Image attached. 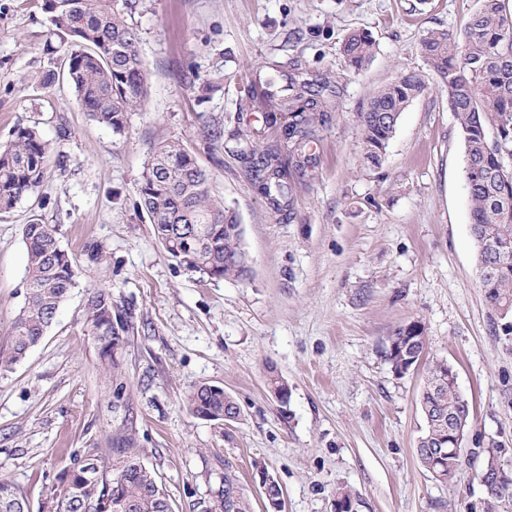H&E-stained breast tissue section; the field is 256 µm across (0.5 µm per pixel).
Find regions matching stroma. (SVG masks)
I'll return each instance as SVG.
<instances>
[{
	"label": "stroma",
	"mask_w": 512,
	"mask_h": 512,
	"mask_svg": "<svg viewBox=\"0 0 512 512\" xmlns=\"http://www.w3.org/2000/svg\"><path fill=\"white\" fill-rule=\"evenodd\" d=\"M42 0H0V145L31 118L55 141L45 198L0 213V347L24 302L31 215L55 225L76 259V286L27 359L0 375V479L38 505L83 448L105 447L125 412L144 463L174 512L212 503L232 466L253 512L263 477L282 489L283 512H335L336 490L355 512H485L475 449L502 447L512 470V333L487 306L470 234L462 139L447 92L419 50L432 29H463L477 0H140L132 13L148 71L142 110L117 134L83 112L73 88H45L63 46L47 51ZM375 42L349 71L347 33ZM330 73L343 94L320 128L315 160L289 172L291 206L277 212L250 179L254 159L213 140L289 121L245 88L273 63ZM403 72L424 91L402 112L380 165L364 157L357 114ZM217 78L203 92L194 75ZM275 114L277 124L267 127ZM69 135L57 140L59 127ZM177 139L243 227L251 271L242 280L187 271L138 206L154 149ZM106 287L133 326L117 357L123 400L101 371L84 325L87 289ZM421 322L427 357L447 360L469 402L464 453L453 480L417 461L425 421V366L396 375L385 357L394 329ZM275 370L287 403L267 387ZM202 384L232 394L240 416L190 413Z\"/></svg>",
	"instance_id": "stroma-1"
}]
</instances>
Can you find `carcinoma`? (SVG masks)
Segmentation results:
<instances>
[{"label": "carcinoma", "mask_w": 512, "mask_h": 512, "mask_svg": "<svg viewBox=\"0 0 512 512\" xmlns=\"http://www.w3.org/2000/svg\"><path fill=\"white\" fill-rule=\"evenodd\" d=\"M52 33L68 44L63 74L73 86L80 108L96 122L121 133L127 114L141 109L148 95L146 65L138 50V29L128 20L129 0H43ZM375 43L370 35L352 31L341 52L348 67L364 68ZM425 63L443 82L464 147V176L470 200V226L486 272L480 276L485 300L500 318L512 316V16L501 0H480L467 26L460 31L433 29L421 39ZM425 88L416 73H403L376 91L360 112L365 158L380 163L401 113ZM281 105L291 114L281 141L288 147L295 171L313 160L317 123L340 97L341 86L323 73H310L290 62L286 83L279 87ZM262 168L252 167V181L274 205L290 207L289 187L280 164V145L258 150L241 138ZM53 141L33 121L15 129L10 144L0 148V212H8L25 196L43 190ZM139 206L152 224L155 237L181 266L211 278L243 279L246 270L236 262L243 252L236 213L212 195L206 172L195 157L175 140L160 145L142 173ZM200 229L195 241H185L179 226ZM27 251L26 293L23 306L7 330L8 346L0 349V374H6L37 347L75 287L74 258L59 241L56 226L34 215L23 227ZM115 305L107 288L87 290L84 321L99 347L105 372L121 397L127 385L117 348L127 342L131 326L113 322ZM398 327L395 348L386 357L395 373L412 364L404 348L417 340L416 354L428 346L425 328ZM421 408L428 410L418 460L431 474L455 470L461 454L437 457L436 448L448 437V413L470 416L468 401L449 378L448 362L434 361L426 371ZM187 408L208 420L224 419V409L238 407L222 388L200 386L189 393ZM116 448H85L63 469L38 507V512H173L170 496L154 470L134 448L131 434L117 433ZM487 512L512 507V478L486 485ZM23 494L0 479V512H10ZM250 512L236 475L224 467V482L216 503L202 512Z\"/></svg>", "instance_id": "carcinoma-1"}]
</instances>
